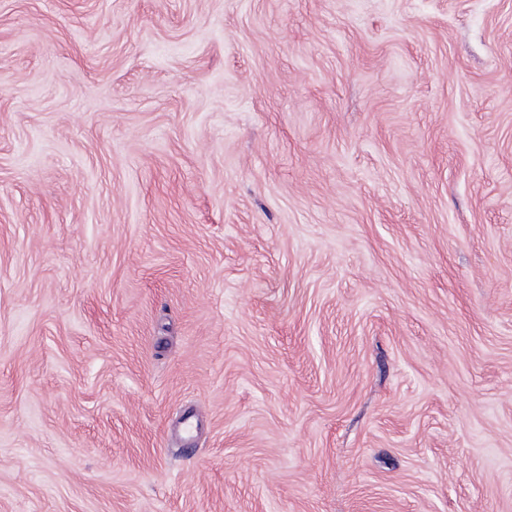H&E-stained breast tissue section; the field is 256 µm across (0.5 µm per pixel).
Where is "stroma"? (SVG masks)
<instances>
[{
	"label": "stroma",
	"mask_w": 512,
	"mask_h": 512,
	"mask_svg": "<svg viewBox=\"0 0 512 512\" xmlns=\"http://www.w3.org/2000/svg\"><path fill=\"white\" fill-rule=\"evenodd\" d=\"M0 512H512V0H0Z\"/></svg>",
	"instance_id": "stroma-1"
}]
</instances>
